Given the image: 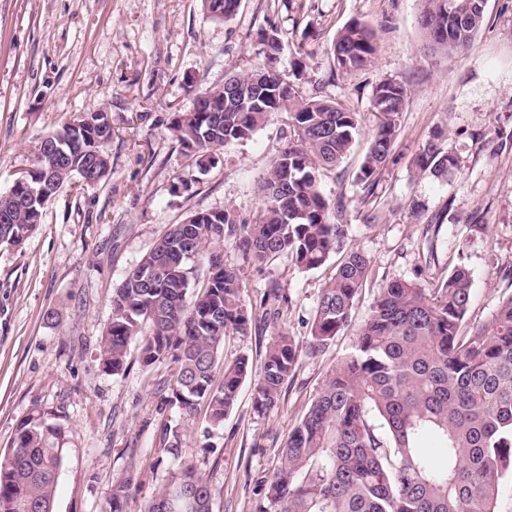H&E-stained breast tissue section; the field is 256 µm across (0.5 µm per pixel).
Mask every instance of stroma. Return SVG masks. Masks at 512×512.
<instances>
[{
  "label": "stroma",
  "mask_w": 512,
  "mask_h": 512,
  "mask_svg": "<svg viewBox=\"0 0 512 512\" xmlns=\"http://www.w3.org/2000/svg\"><path fill=\"white\" fill-rule=\"evenodd\" d=\"M420 9L421 0H241L220 21L203 14L200 0H0V194L31 168L41 138L74 115L102 109L112 118L107 176L84 189L63 185L33 235L18 247L0 245V454L32 415L64 428L54 512H106L113 482L126 475L128 512H146L184 461L209 482L212 512H258L289 432L356 340L351 327L302 355L266 414L254 411L253 383L245 381L218 427L205 412L190 419L171 404L173 360L143 367L135 342L125 373L102 365L113 290L170 225L195 211L228 210L248 223L260 212L256 183L291 135L287 113L218 150L204 170L170 127L228 70L263 61L265 29H277L275 66L302 94L360 115L349 154L321 176L329 202L346 204L349 243L372 260L355 321L381 285L423 281L434 266L470 269V321H490L512 293V0H486L470 49L448 56L423 51ZM355 19L373 29L377 51L371 65L344 74L329 48ZM384 79L406 84L410 95L367 200L354 175L376 128L372 91ZM436 135L457 159L442 178L413 164ZM415 206L431 226L412 218ZM428 239L431 266L422 255ZM224 260L240 267L247 304L272 287L290 299L282 317L224 340L223 364L245 356L257 373L278 332L308 340L331 269L302 272L285 256L249 265L230 238ZM166 424L180 431L178 454L161 441Z\"/></svg>",
  "instance_id": "obj_1"
}]
</instances>
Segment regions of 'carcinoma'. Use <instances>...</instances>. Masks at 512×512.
I'll return each mask as SVG.
<instances>
[{"instance_id": "carcinoma-1", "label": "carcinoma", "mask_w": 512, "mask_h": 512, "mask_svg": "<svg viewBox=\"0 0 512 512\" xmlns=\"http://www.w3.org/2000/svg\"><path fill=\"white\" fill-rule=\"evenodd\" d=\"M474 0H422L424 47L463 52L483 21L474 10L457 22L449 4ZM212 19L233 16L240 0H201ZM264 61L227 75L224 84L198 94L171 130L196 165L213 151L242 142L271 116L286 112L293 138L278 148L258 181L262 209L251 223L225 211H197L171 225L112 295V314L100 357L112 374L126 371L129 344L139 339L143 365L171 358L180 365L172 403L191 416L200 406L213 425L234 407L251 373L249 359L224 366L214 381L224 337L245 335L255 320L243 299L240 268L224 263L226 237L236 239L244 262L255 266L286 255L303 271L333 256L335 272L321 288L310 340L273 337L254 381V410L265 414L281 399L303 351L313 355L353 323L356 299L371 278V259L346 243L347 209L330 206L320 171L346 157L359 113L336 101L301 94L272 66L281 46L276 31L263 40ZM374 32L359 20L344 27L330 47L343 73L362 69L374 54ZM409 89L383 80L372 92L376 132L355 174L364 199L392 153ZM112 140L106 112H85L43 137L32 169L11 197L0 194V244L21 245L42 224L43 212L64 183L100 182L110 166ZM416 170L442 176L457 167L435 137L415 158ZM201 255L207 279L199 283L189 261ZM472 279L463 265L432 274L422 285L393 280L379 288L358 325L352 351L327 374L322 391L288 434L272 473L268 505L259 512H495L503 480L512 476V294L491 321H468ZM260 305L274 313L288 296L271 288ZM65 432L38 415L21 422L13 448L0 457V512H53ZM130 478L114 481L109 512H127ZM212 512V491L191 464L160 489L147 512H179L174 498Z\"/></svg>"}]
</instances>
